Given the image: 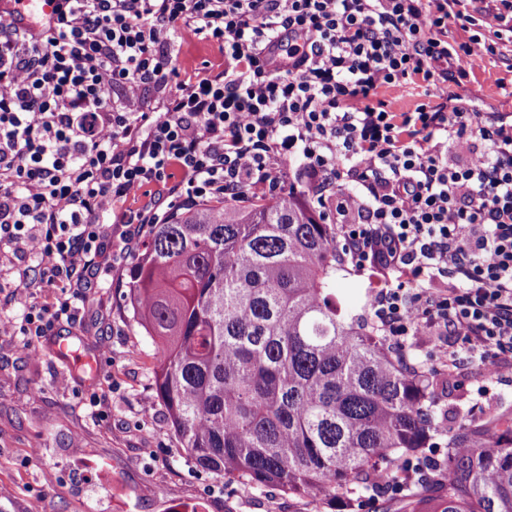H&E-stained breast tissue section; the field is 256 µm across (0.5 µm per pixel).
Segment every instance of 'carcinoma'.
Instances as JSON below:
<instances>
[{"label": "carcinoma", "mask_w": 512, "mask_h": 512, "mask_svg": "<svg viewBox=\"0 0 512 512\" xmlns=\"http://www.w3.org/2000/svg\"><path fill=\"white\" fill-rule=\"evenodd\" d=\"M335 225L297 194L216 202L149 229L128 303L162 346L158 398L188 456L208 472L296 497L349 498L375 466L442 434L435 384L341 315ZM488 438L460 423L402 512H512V417Z\"/></svg>", "instance_id": "carcinoma-1"}]
</instances>
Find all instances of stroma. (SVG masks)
<instances>
[{
  "mask_svg": "<svg viewBox=\"0 0 512 512\" xmlns=\"http://www.w3.org/2000/svg\"><path fill=\"white\" fill-rule=\"evenodd\" d=\"M213 46L184 39L173 55L180 72L216 69ZM469 108L512 116V43L499 41L463 85H449ZM112 273L106 282L78 289L75 326L80 352L57 359L49 338L25 347L21 337L0 334V512H397L399 497L386 491L348 500L292 499L279 486L255 487L195 467L175 435L152 383L153 337L136 323L125 300L137 251H123L121 225H113ZM34 258L0 251V309L18 314L29 303L51 302L44 288L19 284ZM372 283L356 273L337 279L336 294L346 317L368 322L364 308ZM104 349L101 370L86 381L82 354ZM405 352L416 368L439 376L436 417L442 429L461 418L484 424L512 413V370L488 377L479 367L448 370L434 345L415 339ZM100 413L91 415L90 397ZM104 472L105 481L94 480Z\"/></svg>",
  "mask_w": 512,
  "mask_h": 512,
  "instance_id": "obj_1",
  "label": "stroma"
}]
</instances>
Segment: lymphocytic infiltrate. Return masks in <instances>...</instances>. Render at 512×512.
<instances>
[{
    "label": "lymphocytic infiltrate",
    "instance_id": "obj_1",
    "mask_svg": "<svg viewBox=\"0 0 512 512\" xmlns=\"http://www.w3.org/2000/svg\"><path fill=\"white\" fill-rule=\"evenodd\" d=\"M42 40L0 13V248L32 255L52 305L0 312V333L40 339L76 319L73 289L108 266L105 226L169 223L185 206L286 195L301 154L336 252L381 275L372 325L450 341L458 368H512V120L449 105L495 44L448 43L466 0H63ZM224 66L182 75L184 33ZM429 103L390 112L385 85ZM162 106L143 111L146 91ZM479 150L448 160L461 140ZM156 186L136 209L129 198Z\"/></svg>",
    "mask_w": 512,
    "mask_h": 512
}]
</instances>
